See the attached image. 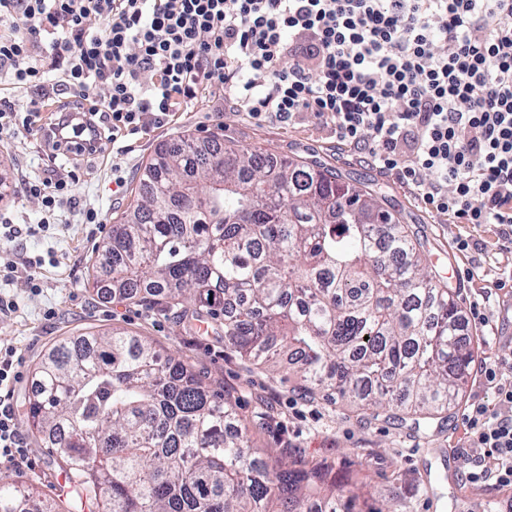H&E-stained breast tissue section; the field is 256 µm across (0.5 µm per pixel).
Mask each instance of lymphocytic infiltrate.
I'll use <instances>...</instances> for the list:
<instances>
[{
  "instance_id": "lymphocytic-infiltrate-1",
  "label": "lymphocytic infiltrate",
  "mask_w": 512,
  "mask_h": 512,
  "mask_svg": "<svg viewBox=\"0 0 512 512\" xmlns=\"http://www.w3.org/2000/svg\"><path fill=\"white\" fill-rule=\"evenodd\" d=\"M47 59L92 101L57 111L53 152H99L106 132L219 86L253 118L332 127L438 214L498 226L512 253V0H0V72L39 90ZM20 367L0 350V463L23 453ZM464 420L483 464L470 481L512 486V417L475 402Z\"/></svg>"
}]
</instances>
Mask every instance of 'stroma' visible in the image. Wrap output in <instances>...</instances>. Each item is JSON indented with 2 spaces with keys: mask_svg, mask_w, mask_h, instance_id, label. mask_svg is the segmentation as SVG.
<instances>
[{
  "mask_svg": "<svg viewBox=\"0 0 512 512\" xmlns=\"http://www.w3.org/2000/svg\"><path fill=\"white\" fill-rule=\"evenodd\" d=\"M38 97L48 106L72 101L63 71L51 72L43 94L16 87L0 73V102L19 108ZM183 137L201 143L218 137L261 147L279 158L315 161L358 187L378 190L380 208L408 225L424 243L439 278L459 289L462 309L474 302L483 307L488 324L477 331L483 352L464 379L462 401L496 408L495 394L479 371L484 363L498 360L502 378L512 379V281L503 287L496 284L500 271L512 267V254L497 253V227L474 229L446 219L366 161L360 149L337 143L331 130L312 118L290 124L260 121L219 87L199 91L187 106L149 122L146 129L120 138L104 151L74 160L53 158L40 133L0 143V170H7L10 183L70 172L77 177L73 203L49 217L37 199L18 192L0 199V222L21 227L49 223L38 236L18 235L13 249L53 256L42 270L39 291H31L22 277L0 282V294L16 302L15 309L0 314V346L13 347L23 360L24 378L14 386L15 407H22L31 395L33 367L56 341L87 331H124L180 356L242 417L266 415V423L251 430L255 447L275 449L289 467L323 468L328 483L357 489L372 507L387 506L391 512H478L486 498L501 505L512 503V487L500 486L495 478L468 481L473 450L461 408L452 410L445 422L433 420L417 429L382 416L361 417L351 413L345 401L305 397L288 369L274 375L257 369L223 337L197 330L192 319L178 311L96 295L91 282L99 272L101 242L88 235L86 210L101 212L107 224L119 223L135 203L139 179L155 150ZM468 234L484 244V254L457 250V237ZM479 258L486 274L477 278L472 271ZM23 440L26 459L0 464V474L28 490L33 512H40L63 494L62 475L31 435Z\"/></svg>",
  "mask_w": 512,
  "mask_h": 512,
  "instance_id": "stroma-1",
  "label": "stroma"
}]
</instances>
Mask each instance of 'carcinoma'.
<instances>
[{
	"label": "carcinoma",
	"instance_id": "carcinoma-1",
	"mask_svg": "<svg viewBox=\"0 0 512 512\" xmlns=\"http://www.w3.org/2000/svg\"><path fill=\"white\" fill-rule=\"evenodd\" d=\"M99 264L112 275L98 291L191 300L194 321L272 372L288 354L306 396L421 418L461 401L474 346L457 291L375 195L315 161L218 139L162 146ZM36 375L26 421L68 480L64 512H267L276 496L288 512H356L358 495L322 473L269 466L231 403L139 336L64 338ZM29 498L0 474V512H30Z\"/></svg>",
	"mask_w": 512,
	"mask_h": 512
}]
</instances>
